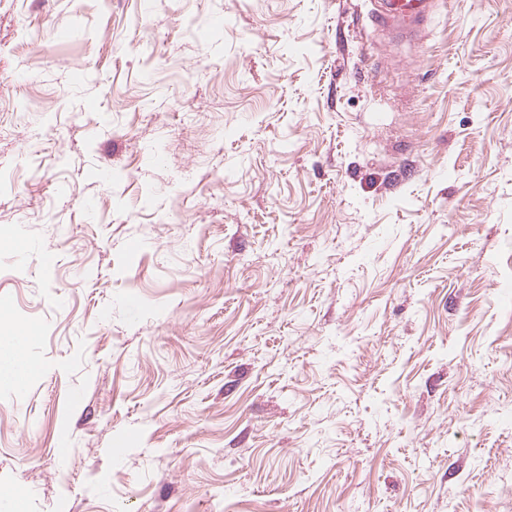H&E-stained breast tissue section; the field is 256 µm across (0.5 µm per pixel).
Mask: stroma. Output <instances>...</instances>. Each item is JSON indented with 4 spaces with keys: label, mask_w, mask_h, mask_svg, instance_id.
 Here are the masks:
<instances>
[{
    "label": "stroma",
    "mask_w": 512,
    "mask_h": 512,
    "mask_svg": "<svg viewBox=\"0 0 512 512\" xmlns=\"http://www.w3.org/2000/svg\"><path fill=\"white\" fill-rule=\"evenodd\" d=\"M374 8L0 0L22 512H512V0ZM375 20L384 28L404 27L426 19L434 9L433 0H377Z\"/></svg>",
    "instance_id": "stroma-1"
}]
</instances>
